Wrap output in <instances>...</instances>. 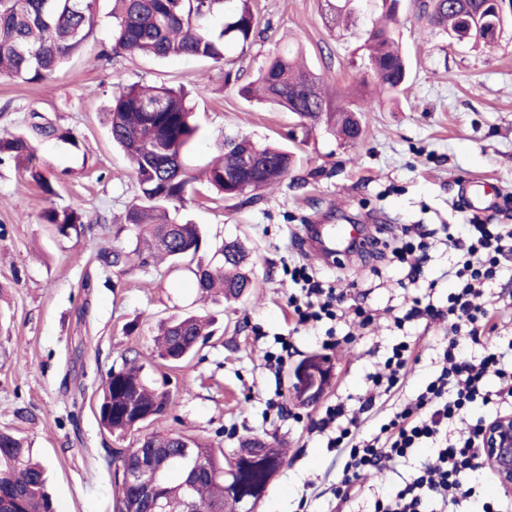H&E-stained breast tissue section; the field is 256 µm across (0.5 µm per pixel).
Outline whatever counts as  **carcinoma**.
Returning a JSON list of instances; mask_svg holds the SVG:
<instances>
[{
    "label": "carcinoma",
    "instance_id": "obj_1",
    "mask_svg": "<svg viewBox=\"0 0 512 512\" xmlns=\"http://www.w3.org/2000/svg\"><path fill=\"white\" fill-rule=\"evenodd\" d=\"M96 0H0V77L41 83L71 58L80 54L95 23ZM112 45L103 55L110 60L126 54L158 59L196 57L224 62L229 43H250L259 21L249 0H114ZM421 12L445 32L462 24L460 13L443 9L442 0H421ZM370 64L355 81L354 89L331 95L305 65L303 48L289 44L271 56L256 81L243 86V97L295 114L312 125L321 120L333 125L346 140H359L364 128L356 114L365 111L371 93L403 91L407 61L395 29L381 23L370 31ZM30 128L41 138L54 137L77 146L70 132L39 112L30 113ZM108 131L113 143L127 156L137 187V201L128 209L127 241L104 255L111 267L143 268L168 261L190 272L204 297L239 298L254 287L245 271L248 251L240 241L207 245L202 225L183 221L178 204L196 192L199 176L187 158L199 137L194 108L187 95L165 86L132 84L112 92ZM20 162L28 180L43 191L52 187L38 163L33 137L26 133H0V162ZM296 165L293 152L284 147L259 144L235 135L224 139L223 154L205 168L207 188L222 200H244L251 191L282 182ZM42 223L64 238L80 237L100 220L70 207H49ZM213 320L186 311L163 322L157 338V356L167 363H181L199 343L212 335ZM133 400L141 412L155 419L176 405L170 391L158 387L143 373L137 358L124 360L111 370L97 399L101 426L123 434L139 428L126 411ZM178 432L147 433L135 448L123 449L121 465L128 466L152 452L157 463H168L180 453ZM259 440L248 439L231 454L218 453L195 443L201 475L192 494L202 512H236L239 497L262 498L273 474L282 465L283 452L269 447L259 454ZM183 474L170 468L165 494L173 500L183 494ZM114 512H146L138 490L116 482ZM54 512L47 489L45 467L32 459L26 440L0 430V509L11 512Z\"/></svg>",
    "mask_w": 512,
    "mask_h": 512
}]
</instances>
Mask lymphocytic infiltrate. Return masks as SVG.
<instances>
[{"instance_id":"lymphocytic-infiltrate-1","label":"lymphocytic infiltrate","mask_w":512,"mask_h":512,"mask_svg":"<svg viewBox=\"0 0 512 512\" xmlns=\"http://www.w3.org/2000/svg\"><path fill=\"white\" fill-rule=\"evenodd\" d=\"M447 230L449 242L460 252L449 271L454 287L447 308L418 301L402 316L406 322L425 317L450 325L432 380L416 399L380 415L378 430L371 438L359 434L362 414L375 406L370 395L353 412L341 403L327 406L314 422L315 429L328 434L329 446L344 454L342 476L334 489L342 501L349 498L351 486L361 474L384 473L418 448L435 444L434 458L421 461L410 481L378 498L374 512H435L436 505L476 496L473 477L485 471L479 452L485 419L473 417L472 410L478 404L495 410L512 406V366L506 365L505 352L490 342L498 323L476 303L501 260L512 255V225L475 217L467 224L448 225ZM291 280L297 291L289 295L288 305L299 323L336 320L343 294L324 287L302 265L293 268ZM471 344L483 346L480 357L467 354ZM414 350V344L405 340L393 344L383 371L370 377L373 386L388 393L398 389L416 362ZM491 375L502 381V388L488 390Z\"/></svg>"}]
</instances>
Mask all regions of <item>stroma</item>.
<instances>
[{
  "mask_svg": "<svg viewBox=\"0 0 512 512\" xmlns=\"http://www.w3.org/2000/svg\"><path fill=\"white\" fill-rule=\"evenodd\" d=\"M261 34L248 45H227L224 61L99 57L112 39V2L97 0L95 24L80 55L38 84L0 80V133L27 129L40 112L70 130L68 145L38 143V157L53 190L28 181L14 162L0 165V430L26 437L48 468L55 512H113L111 449L135 447L138 432L117 437L98 421V389L110 369L138 358L176 398L173 413L143 430L176 431L232 454L244 440L261 438L285 459L255 512H370L375 497L408 478L428 449L394 471L363 476L339 502L332 488L342 460L328 437L312 429L327 406L357 408L367 376L391 345L415 341L419 360L397 391L376 400L386 410L416 395L433 376L448 334L444 323L414 320L395 328V316L414 300L448 304L446 273L458 253L442 236L429 238L425 276L407 280L408 268L392 256L402 225L465 224L457 211L464 185L486 182L498 191L495 221L512 225V11L504 10L493 45L449 39L419 15V0H402L396 36L410 60L404 93L374 98L362 113L364 140L342 141L318 125L302 127L296 115L243 98L267 58L301 44L310 70L332 90L350 87L367 61L365 40L388 11L386 0H350V23L336 22L326 0H252ZM184 88L196 108L201 136L191 160L202 166L221 153L226 136L278 141L299 161L278 187L241 204L203 191L181 209L203 225L213 244L240 239L255 286L235 301H200L184 272L159 263L127 271L104 266L101 254L136 195L130 164L113 145L106 112L120 85ZM72 207L104 217L81 238H60L40 215ZM308 224H364L374 243L337 263L303 243ZM306 265L320 280L345 291L338 334L354 342L329 350L324 327L297 324L288 306V268ZM373 320L354 321V306ZM211 313L217 331L176 367L153 357L160 320L184 310ZM294 351L282 373L267 355L277 336ZM311 356L326 359L332 377L321 398L301 406L292 399L293 372ZM142 430V431H143Z\"/></svg>",
  "mask_w": 512,
  "mask_h": 512,
  "instance_id": "obj_1",
  "label": "stroma"
}]
</instances>
